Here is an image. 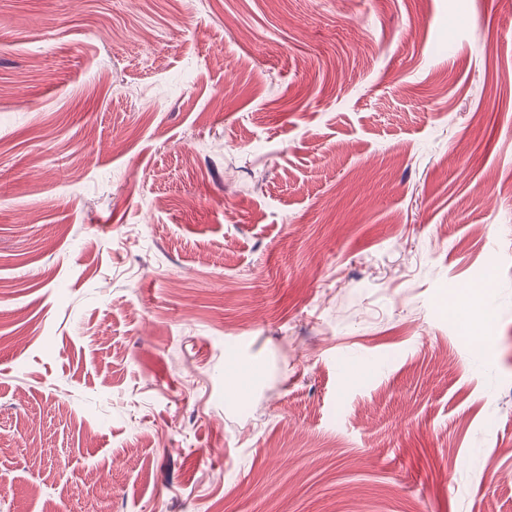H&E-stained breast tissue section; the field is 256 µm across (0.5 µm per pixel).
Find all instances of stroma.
<instances>
[{
	"label": "stroma",
	"mask_w": 512,
	"mask_h": 512,
	"mask_svg": "<svg viewBox=\"0 0 512 512\" xmlns=\"http://www.w3.org/2000/svg\"><path fill=\"white\" fill-rule=\"evenodd\" d=\"M0 512H512V11L0 0Z\"/></svg>",
	"instance_id": "1"
}]
</instances>
